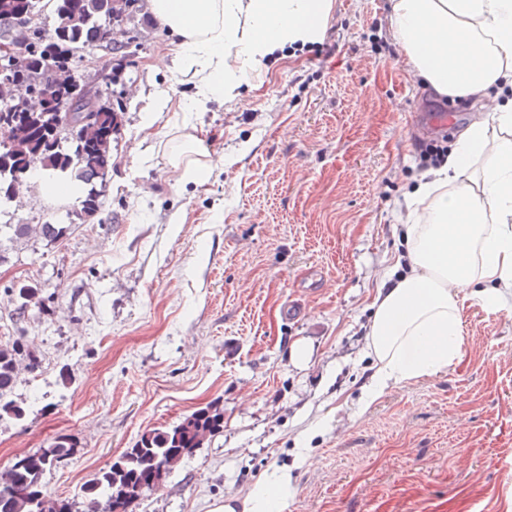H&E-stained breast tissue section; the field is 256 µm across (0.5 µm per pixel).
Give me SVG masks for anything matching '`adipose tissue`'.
<instances>
[{
  "instance_id": "adipose-tissue-1",
  "label": "adipose tissue",
  "mask_w": 512,
  "mask_h": 512,
  "mask_svg": "<svg viewBox=\"0 0 512 512\" xmlns=\"http://www.w3.org/2000/svg\"><path fill=\"white\" fill-rule=\"evenodd\" d=\"M334 0H150L178 51L155 67L187 76L202 100L239 96L265 58L320 41ZM390 34L410 68L441 94L482 100L447 162L409 193L402 226L406 273L389 270L372 304L366 348L375 389L435 375L463 349L466 302L512 299V0H393ZM169 167L203 180L212 160L181 137ZM288 468L273 469L216 512H284Z\"/></svg>"
}]
</instances>
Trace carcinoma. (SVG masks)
Listing matches in <instances>:
<instances>
[{"label":"carcinoma","instance_id":"carcinoma-1","mask_svg":"<svg viewBox=\"0 0 512 512\" xmlns=\"http://www.w3.org/2000/svg\"><path fill=\"white\" fill-rule=\"evenodd\" d=\"M20 9L39 17V25L24 42L23 50L32 70L67 66L81 60L79 52L104 48L110 28L124 22L137 0H14ZM95 106L104 113L97 129L80 127L76 133L61 137L58 145L41 144L35 127L47 118L37 113L28 130L9 131V154L0 162V205L13 203L12 190L17 177L30 179L31 164H41V177L47 184L75 194L65 214H52L42 224H1L0 265L15 244L32 239L48 245L61 243L77 224H89L90 213L102 223L103 192L112 173V143L122 131L123 112L95 98L81 102L69 113L72 122L80 119L81 109ZM15 302V314L21 320L39 299V289L23 284L8 288ZM40 358L22 338L0 341V422H23L28 405L16 396L20 375L33 373ZM224 430V411L213 402L197 408L177 424L147 430L99 470L82 488L86 501L84 512H135L144 494L163 484L184 458L205 441ZM77 441L59 436L47 447L22 455V461L0 469V512H73L72 503L48 491L44 476L51 470L47 459L71 458Z\"/></svg>","mask_w":512,"mask_h":512}]
</instances>
